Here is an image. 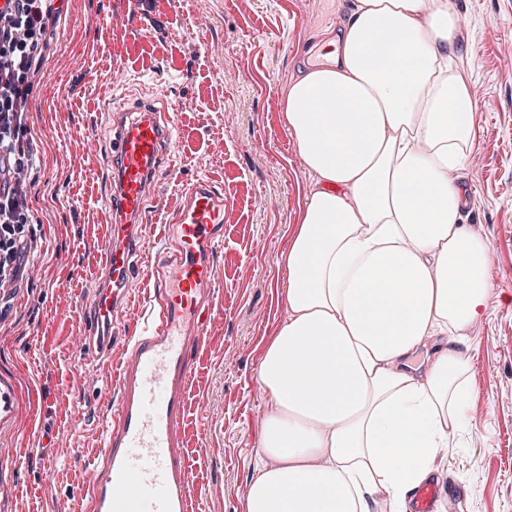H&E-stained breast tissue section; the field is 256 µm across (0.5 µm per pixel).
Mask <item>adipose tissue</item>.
I'll use <instances>...</instances> for the list:
<instances>
[{"label":"adipose tissue","instance_id":"1","mask_svg":"<svg viewBox=\"0 0 512 512\" xmlns=\"http://www.w3.org/2000/svg\"><path fill=\"white\" fill-rule=\"evenodd\" d=\"M455 0H355L283 110L315 188L279 263L261 464L246 512H409L436 449L466 422L467 341L488 309L490 246L463 222L476 140Z\"/></svg>","mask_w":512,"mask_h":512}]
</instances>
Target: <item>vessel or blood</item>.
<instances>
[{"mask_svg": "<svg viewBox=\"0 0 512 512\" xmlns=\"http://www.w3.org/2000/svg\"><path fill=\"white\" fill-rule=\"evenodd\" d=\"M113 128L106 274L89 304L90 328L80 339L83 353L95 358L112 348L125 287L138 266L134 229L144 223L160 177L171 170L167 143L173 127L151 99L115 106ZM223 224V193L209 180L196 181L167 226L164 261L144 271L158 309L132 344L119 400L107 415L103 448L86 485L91 512H194L181 439L189 351L214 313L215 253L223 241ZM440 495L438 483L418 487L414 512H434Z\"/></svg>", "mask_w": 512, "mask_h": 512, "instance_id": "vessel-or-blood-1", "label": "vessel or blood"}]
</instances>
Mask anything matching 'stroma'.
Listing matches in <instances>:
<instances>
[{"mask_svg":"<svg viewBox=\"0 0 512 512\" xmlns=\"http://www.w3.org/2000/svg\"><path fill=\"white\" fill-rule=\"evenodd\" d=\"M458 51L474 58L478 136L462 173L464 222L494 263L490 303L452 348L469 365L467 426L433 467L457 505L436 512H512V0H457ZM352 0H63L32 94L30 229L41 258L0 324V381L21 397L0 427V512H83L89 464L128 339L150 314L134 274L112 348L85 380L77 343L103 277L111 105L153 95L174 126V170L147 202L140 250L159 259L186 185L224 193L215 311L197 348L182 425L191 494L200 512H244L259 465L268 395L258 380L286 310L288 248L315 180L299 157L282 93L312 51L347 20ZM60 441L47 452L43 429Z\"/></svg>","mask_w":512,"mask_h":512,"instance_id":"1","label":"stroma"}]
</instances>
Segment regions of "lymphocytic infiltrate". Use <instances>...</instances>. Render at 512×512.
<instances>
[{"label": "lymphocytic infiltrate", "instance_id": "1", "mask_svg": "<svg viewBox=\"0 0 512 512\" xmlns=\"http://www.w3.org/2000/svg\"><path fill=\"white\" fill-rule=\"evenodd\" d=\"M52 0H0V321L11 308L8 288L40 255L41 238L26 232L32 216V147L28 103L50 27L59 19Z\"/></svg>", "mask_w": 512, "mask_h": 512}]
</instances>
